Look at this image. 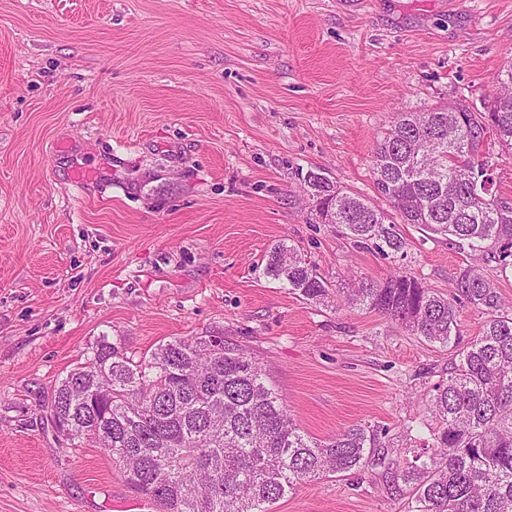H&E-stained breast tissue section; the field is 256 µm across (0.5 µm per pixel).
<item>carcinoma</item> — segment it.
I'll list each match as a JSON object with an SVG mask.
<instances>
[{
  "label": "carcinoma",
  "mask_w": 512,
  "mask_h": 512,
  "mask_svg": "<svg viewBox=\"0 0 512 512\" xmlns=\"http://www.w3.org/2000/svg\"><path fill=\"white\" fill-rule=\"evenodd\" d=\"M509 73L485 112L446 103L396 115L372 164L391 214L309 172L306 192L322 222L390 256L405 247L397 217L511 265L512 197L486 181L489 135L512 148ZM265 274L308 301L331 298L332 284L284 241L270 249ZM452 288L450 297L438 294L399 269L346 294L349 305L454 352L448 380L424 394L435 426L417 442L432 452L411 460V448L392 454L361 425L325 440L309 436L261 366L222 336L173 338L137 360L104 336L56 387L50 417L66 439L103 450L160 512H269L302 480L377 467L388 489L408 494V512H512V310L479 263ZM458 297L485 315L465 344Z\"/></svg>",
  "instance_id": "cac0c4a2"
}]
</instances>
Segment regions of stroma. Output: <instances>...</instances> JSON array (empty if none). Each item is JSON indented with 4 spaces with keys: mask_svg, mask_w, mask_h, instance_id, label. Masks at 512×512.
<instances>
[{
    "mask_svg": "<svg viewBox=\"0 0 512 512\" xmlns=\"http://www.w3.org/2000/svg\"><path fill=\"white\" fill-rule=\"evenodd\" d=\"M512 66V0H0V512H130L101 449L49 417L98 337L142 355L220 336L293 421L406 445L454 358L342 291L406 269L451 294L468 249L401 225L404 254L321 223L308 171L383 206L400 112L483 108ZM339 288L309 302L278 241ZM273 512H408L377 473L297 484ZM264 270L267 277L288 284L289 290L295 291L305 300L323 304L331 298V282L323 278L295 247L288 246L285 241L270 249Z\"/></svg>",
    "mask_w": 512,
    "mask_h": 512,
    "instance_id": "1",
    "label": "stroma"
}]
</instances>
